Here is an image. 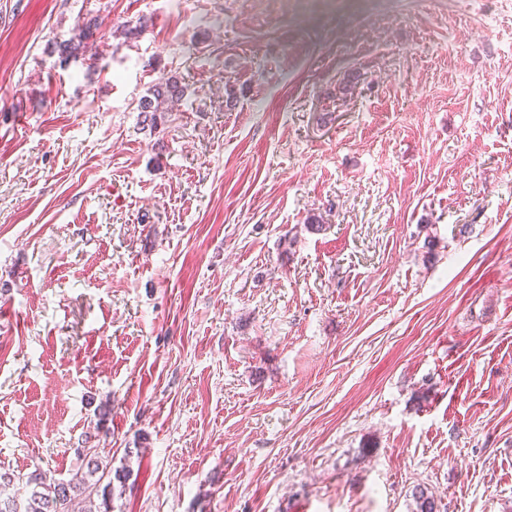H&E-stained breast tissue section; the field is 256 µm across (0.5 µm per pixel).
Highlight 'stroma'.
Wrapping results in <instances>:
<instances>
[{"mask_svg":"<svg viewBox=\"0 0 512 512\" xmlns=\"http://www.w3.org/2000/svg\"><path fill=\"white\" fill-rule=\"evenodd\" d=\"M89 444L112 512H512V0H0V469ZM102 22H99V16H93L77 25L74 33L69 39L56 42L53 50L57 52L61 61L67 62L72 58H77L83 54L90 40L94 39ZM185 91L186 87L176 77L153 85L138 104L143 128L147 127L151 132H155L161 124L162 113L171 112L180 106Z\"/></svg>","mask_w":512,"mask_h":512,"instance_id":"stroma-1","label":"stroma"}]
</instances>
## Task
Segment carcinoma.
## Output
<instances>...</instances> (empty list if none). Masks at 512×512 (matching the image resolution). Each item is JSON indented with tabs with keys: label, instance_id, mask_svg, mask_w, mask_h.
Returning <instances> with one entry per match:
<instances>
[{
	"label": "carcinoma",
	"instance_id": "cac0c4a2",
	"mask_svg": "<svg viewBox=\"0 0 512 512\" xmlns=\"http://www.w3.org/2000/svg\"><path fill=\"white\" fill-rule=\"evenodd\" d=\"M101 26L99 17L93 16L77 26L72 36L54 44L61 61L67 62L83 54L90 40L94 39ZM186 87L180 80L170 77L153 85L138 104L141 123L151 131L161 124L162 113L171 112L180 106L185 97ZM85 468L76 471L67 481H51L36 469L28 474H14L0 471V482L14 491L0 495V512H72L76 498L82 496L87 502V512H110L113 481L125 484L127 472L124 469L112 471L95 448L87 449ZM95 482H90L91 478ZM102 485L101 503H95L93 489Z\"/></svg>",
	"mask_w": 512,
	"mask_h": 512
}]
</instances>
